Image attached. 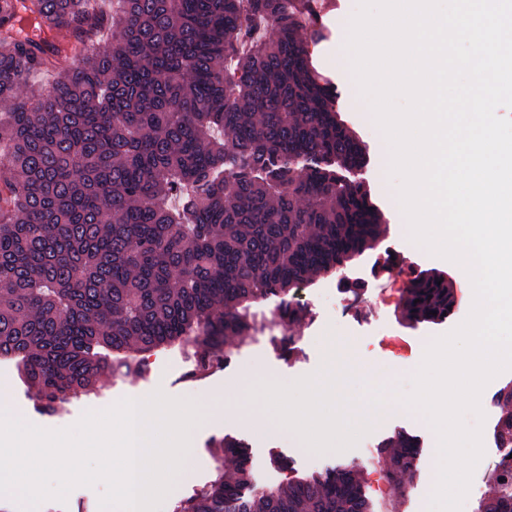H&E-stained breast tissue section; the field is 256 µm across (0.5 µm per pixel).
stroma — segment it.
<instances>
[{
  "mask_svg": "<svg viewBox=\"0 0 512 512\" xmlns=\"http://www.w3.org/2000/svg\"><path fill=\"white\" fill-rule=\"evenodd\" d=\"M358 10V0H321L318 10V37L310 41L309 53L314 67L342 93L343 118L366 146L369 164L363 172L373 202L384 214V236L376 248L366 250L351 260L346 273L368 276L361 301L343 308L325 303L327 292L333 291L337 278L324 274L304 284L311 314L296 324L299 352L285 357L276 351L271 338L277 328L270 323L274 305L263 302L253 307L258 331L244 343L229 342L228 364L215 366L197 378H188L190 370L200 363L193 347H168L143 353L146 361H155L151 373L136 372L120 378L102 377L90 391L70 395L66 404L54 414L44 413L40 394L23 379L18 363L0 368V384L11 390L12 405L27 410L35 425L46 429H61L74 425L84 411L115 396L138 398L162 391L175 399L196 402L202 411V420L190 436V453L197 457L200 477L195 487L176 483L165 498L161 512H176L178 505L227 469L228 464L217 456L214 443L224 436L245 440L249 446L253 475L262 488H274L288 479L305 477L344 465H358L368 492L377 503L376 512H427V502L437 469L435 451L431 442H424L418 471L407 479L404 495L393 494L388 485L379 483L384 467V456L379 450L382 441L395 432L404 430L422 435L417 413L394 410L374 424L359 443L343 452L317 454L302 447L292 435L261 437L255 434L250 416L262 412L260 402L242 398L225 401L224 389L236 381L242 368H255L262 380L289 383L316 373L326 357L325 336L355 344L362 362L383 369V385L387 389L409 390L414 370L423 360L427 346L436 337L447 334L458 325L457 316L441 322L410 324L401 315L404 288L414 275L436 270L454 280L459 307H466L468 290L465 279L455 267L427 250L413 248L408 224L399 215V186L390 174L391 155L388 143L376 124L371 123L372 111L368 101L355 92L356 80L341 58L349 34V20ZM393 247L399 259L397 267L385 268L383 250ZM467 426H481L484 455L473 476V493L466 496L462 512H476L478 501L487 489L490 472L498 454L494 440V415L477 420L475 415L465 417Z\"/></svg>",
  "mask_w": 512,
  "mask_h": 512,
  "instance_id": "1",
  "label": "stroma"
}]
</instances>
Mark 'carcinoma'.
I'll return each mask as SVG.
<instances>
[{
  "mask_svg": "<svg viewBox=\"0 0 512 512\" xmlns=\"http://www.w3.org/2000/svg\"><path fill=\"white\" fill-rule=\"evenodd\" d=\"M88 2L0 0V357L50 410L136 371L135 352L226 354L263 300L293 354L308 311L289 291L373 248L383 224L356 177L364 149L308 59L310 0ZM61 59L74 64L39 83ZM454 304L448 277L421 273L402 311L434 322ZM494 403L512 450V382ZM218 448L233 473L178 512H374L354 465L258 489L247 445ZM383 448L388 483L422 455L407 432ZM477 512H512V481L491 473Z\"/></svg>",
  "mask_w": 512,
  "mask_h": 512,
  "instance_id": "1",
  "label": "carcinoma"
}]
</instances>
